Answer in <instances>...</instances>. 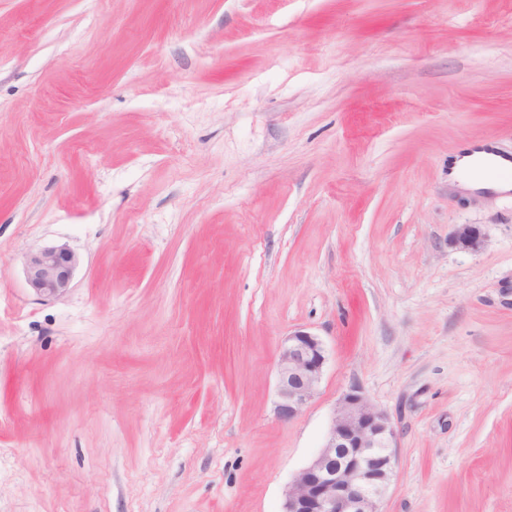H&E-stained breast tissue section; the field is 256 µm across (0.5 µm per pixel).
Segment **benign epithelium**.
<instances>
[{
    "label": "benign epithelium",
    "mask_w": 512,
    "mask_h": 512,
    "mask_svg": "<svg viewBox=\"0 0 512 512\" xmlns=\"http://www.w3.org/2000/svg\"><path fill=\"white\" fill-rule=\"evenodd\" d=\"M453 243L476 251L480 227L457 224ZM80 259L65 245L41 247L24 257L26 283L37 294L59 297L71 288ZM327 361L321 338L307 330L288 334L280 345L276 412L295 418L314 397ZM397 437L388 415L359 389L351 388L335 407L326 440L284 491L280 512H380L395 468Z\"/></svg>",
    "instance_id": "benign-epithelium-1"
}]
</instances>
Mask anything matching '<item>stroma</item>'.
I'll use <instances>...</instances> for the list:
<instances>
[{"mask_svg": "<svg viewBox=\"0 0 512 512\" xmlns=\"http://www.w3.org/2000/svg\"><path fill=\"white\" fill-rule=\"evenodd\" d=\"M478 142L512 155V0H0V512H279L353 387L382 512H512V192L448 187ZM298 328L329 359L284 421ZM453 243L464 250L476 251L483 242L480 227L475 224H457L451 233ZM79 262L77 253L65 245L30 251L24 257L26 283L41 296H62L72 288Z\"/></svg>", "mask_w": 512, "mask_h": 512, "instance_id": "35a3bbf8", "label": "stroma"}]
</instances>
